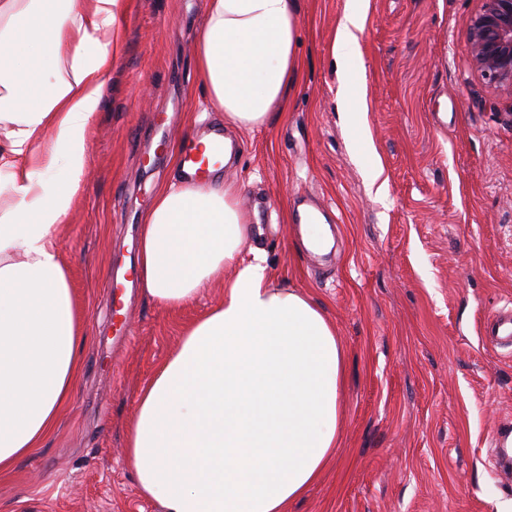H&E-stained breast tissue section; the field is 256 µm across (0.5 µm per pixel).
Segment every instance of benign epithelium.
<instances>
[{
    "mask_svg": "<svg viewBox=\"0 0 512 512\" xmlns=\"http://www.w3.org/2000/svg\"><path fill=\"white\" fill-rule=\"evenodd\" d=\"M466 54L489 83L512 87V0H480L469 26Z\"/></svg>",
    "mask_w": 512,
    "mask_h": 512,
    "instance_id": "obj_1",
    "label": "benign epithelium"
}]
</instances>
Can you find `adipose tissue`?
I'll return each mask as SVG.
<instances>
[{
	"instance_id": "1",
	"label": "adipose tissue",
	"mask_w": 512,
	"mask_h": 512,
	"mask_svg": "<svg viewBox=\"0 0 512 512\" xmlns=\"http://www.w3.org/2000/svg\"><path fill=\"white\" fill-rule=\"evenodd\" d=\"M123 8L0 0V472L40 448L80 374L83 313L57 238L79 196ZM364 17L355 6L338 25L340 66L356 56ZM298 22L295 0H207L196 68L227 126L264 127L297 82ZM61 166L62 183L51 177ZM261 233L236 186L219 179L160 185L142 217L148 297L177 310L224 286L140 389L128 425L138 492L162 512H288L337 448L336 328L276 280Z\"/></svg>"
}]
</instances>
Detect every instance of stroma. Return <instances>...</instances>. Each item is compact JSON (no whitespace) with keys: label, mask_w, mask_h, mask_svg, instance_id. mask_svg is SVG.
<instances>
[{"label":"stroma","mask_w":512,"mask_h":512,"mask_svg":"<svg viewBox=\"0 0 512 512\" xmlns=\"http://www.w3.org/2000/svg\"><path fill=\"white\" fill-rule=\"evenodd\" d=\"M123 40L90 120L88 163L58 248L85 310L81 376L51 435L0 473V512H160L139 498L125 427L183 324L128 289L127 340L101 318L128 270L178 146L223 131L234 183L273 274L318 302L345 353L335 453L288 512H496L512 501V348L484 324L512 308V89L489 85L465 43L480 0H366L362 67L339 72L337 26L355 0H297L298 83L264 127H226L197 79L206 0H123ZM357 123L344 120L346 111ZM376 167L382 192L365 170ZM330 227L302 244L297 199Z\"/></svg>","instance_id":"1"}]
</instances>
